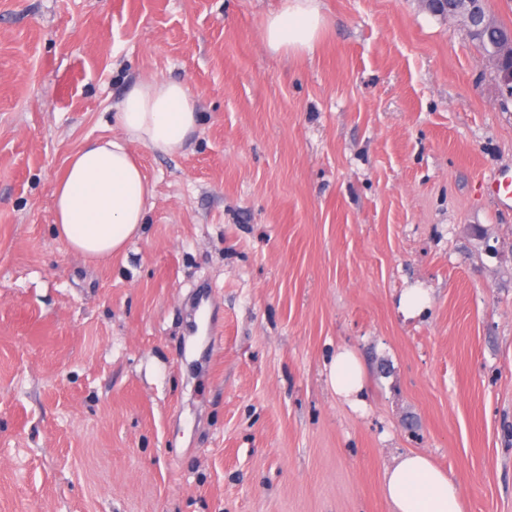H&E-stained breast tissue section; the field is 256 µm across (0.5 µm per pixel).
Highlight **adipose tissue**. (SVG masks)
Wrapping results in <instances>:
<instances>
[{"label": "adipose tissue", "mask_w": 512, "mask_h": 512, "mask_svg": "<svg viewBox=\"0 0 512 512\" xmlns=\"http://www.w3.org/2000/svg\"><path fill=\"white\" fill-rule=\"evenodd\" d=\"M324 28L320 0H283L267 17L263 40L274 52L311 51ZM118 134L86 142L73 156L53 190L58 238L87 261L120 254L145 233L153 190L130 146L153 152H181L199 115L181 82L150 78L128 91L117 105ZM336 395L360 406L364 372L356 353L337 348L325 365ZM384 493L392 512H465L460 488L430 457L411 452L386 471Z\"/></svg>", "instance_id": "1"}]
</instances>
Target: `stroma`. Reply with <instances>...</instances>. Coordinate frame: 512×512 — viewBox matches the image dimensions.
<instances>
[{"label":"stroma","instance_id":"35a3bbf8","mask_svg":"<svg viewBox=\"0 0 512 512\" xmlns=\"http://www.w3.org/2000/svg\"><path fill=\"white\" fill-rule=\"evenodd\" d=\"M281 6L0 0V512H391L412 451L512 512V102L422 0H322L302 54L263 42ZM150 77L199 124L134 145L147 233L94 264L54 185ZM327 381L336 395L358 407L363 401L364 372L356 353L348 347H339L325 365Z\"/></svg>","mask_w":512,"mask_h":512}]
</instances>
